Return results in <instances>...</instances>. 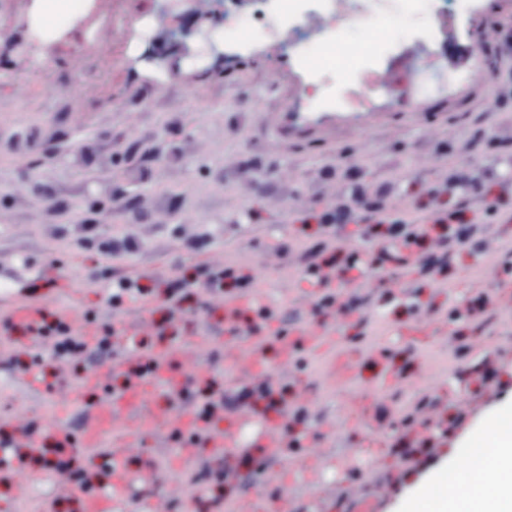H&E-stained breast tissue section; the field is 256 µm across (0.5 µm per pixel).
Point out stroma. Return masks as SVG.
Listing matches in <instances>:
<instances>
[{
	"instance_id": "1",
	"label": "stroma",
	"mask_w": 512,
	"mask_h": 512,
	"mask_svg": "<svg viewBox=\"0 0 512 512\" xmlns=\"http://www.w3.org/2000/svg\"><path fill=\"white\" fill-rule=\"evenodd\" d=\"M32 0H10L0 32L24 31L44 52L0 57V297L38 290L36 306L73 314L71 330L94 341L102 326L137 321L141 338L166 353L155 408L167 412L171 372L195 365L191 389L214 382L231 405L205 445L175 453L160 430L138 447L112 448L109 437L78 464L107 477L102 449H113L128 475L149 471L117 512H405L426 485L458 470L461 456L512 415V222L496 224L480 251L456 250L448 268L453 291L415 282L410 269L371 270L344 291L381 289L394 300L355 318L323 316L300 287L295 266L279 257L303 228L298 212L323 210V175L338 191L355 181L385 187L393 204L408 196L428 205V188L448 158L512 176V0H455L446 41L448 64L460 76L446 94L414 103L392 93L371 112H348L304 94L295 64L271 43L237 53L223 73L183 62L179 74L137 65L130 55L149 0H77L54 38L31 19ZM126 21L112 25V15ZM60 87L47 95L48 86ZM252 180V195L230 187ZM127 234L135 248L129 272L171 268L194 275L206 262L242 258L256 293L276 301L270 330L258 346L226 330L224 300L191 307L157 335L164 285L148 281L145 311L113 312L92 280L109 237ZM31 256V264L20 259ZM415 282L414 297L398 291ZM489 295L488 321L434 318L431 308L463 307ZM289 332L286 342L272 330ZM299 350H292V343ZM50 340L0 339V400L8 407L0 431L60 417L79 428L107 404L105 386L120 388L112 352L89 349L70 363L48 359ZM44 382L29 385L10 367L30 362ZM257 356L262 371L238 377L234 360ZM137 364L135 352L117 356ZM268 383L289 407H305L295 424L299 447L272 448L283 419L264 404H239L242 387ZM446 427L429 464L405 472L402 449ZM241 430V449L219 435ZM200 473L190 488L185 472ZM224 481H217V474ZM84 496L54 471L37 466L17 475L0 468V512H83Z\"/></svg>"
}]
</instances>
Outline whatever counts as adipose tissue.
Here are the masks:
<instances>
[{
	"instance_id": "obj_1",
	"label": "adipose tissue",
	"mask_w": 512,
	"mask_h": 512,
	"mask_svg": "<svg viewBox=\"0 0 512 512\" xmlns=\"http://www.w3.org/2000/svg\"><path fill=\"white\" fill-rule=\"evenodd\" d=\"M494 469L498 479L486 484L483 474ZM512 504V421L496 424L492 441L477 446L475 461L464 477L449 475L443 488H433L415 498L408 512H503Z\"/></svg>"
}]
</instances>
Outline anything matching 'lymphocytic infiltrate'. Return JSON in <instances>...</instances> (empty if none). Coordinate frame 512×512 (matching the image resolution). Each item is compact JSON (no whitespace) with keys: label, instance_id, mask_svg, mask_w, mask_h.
I'll list each match as a JSON object with an SVG mask.
<instances>
[{"label":"lymphocytic infiltrate","instance_id":"f902f5d3","mask_svg":"<svg viewBox=\"0 0 512 512\" xmlns=\"http://www.w3.org/2000/svg\"><path fill=\"white\" fill-rule=\"evenodd\" d=\"M512 187V179L497 176L492 186ZM492 186L473 187L470 179L462 174L453 176L431 188V196L452 191L459 194L460 202L453 206L424 209L416 204L403 207L391 206L381 200L370 206L368 214H361L357 194L337 201L324 208L317 216L321 226L318 239L300 236L297 245L306 262L302 279L314 290L316 310L328 313L332 308L347 315L362 313L366 304L363 297L343 296L338 286L343 276L351 271L390 265L400 269L413 268L423 278L446 282L448 263L445 258L424 261L423 256L432 246H440L449 252L463 247L474 238L483 237L491 230V216L499 199L494 196ZM355 224L365 242L383 238L381 250L368 248L363 253H343L336 246V240L345 225ZM124 249L110 244L101 251L102 274L107 282V302L120 307L124 302H139L149 294L139 277L122 273L114 267V260L122 258ZM251 279L243 274L241 266L209 263L201 266L200 274L190 278H174L168 281L163 304L170 315L184 313L187 301H201L203 295L220 294L224 289H233L234 299L242 300L250 294ZM17 328L26 336H51L55 339L53 355L64 360L73 353L85 350L83 339L70 333L63 317L38 319L18 323ZM224 411L223 392L207 389L201 392L194 413L196 423L188 434L174 435L178 447H195L206 441L212 423Z\"/></svg>","mask_w":512,"mask_h":512}]
</instances>
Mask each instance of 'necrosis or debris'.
I'll return each mask as SVG.
<instances>
[{"mask_svg":"<svg viewBox=\"0 0 512 512\" xmlns=\"http://www.w3.org/2000/svg\"><path fill=\"white\" fill-rule=\"evenodd\" d=\"M407 0H173L182 14L198 6L223 11L225 27L236 42L278 43L293 56L307 85L341 99L351 111L369 106V97L390 90L389 68H397L406 99L420 101L452 87L457 74L445 55L418 43H401L393 32L371 26L379 15L395 13ZM348 28L361 30L358 41L344 38Z\"/></svg>","mask_w":512,"mask_h":512,"instance_id":"4bbe7bcc","label":"necrosis or debris"}]
</instances>
